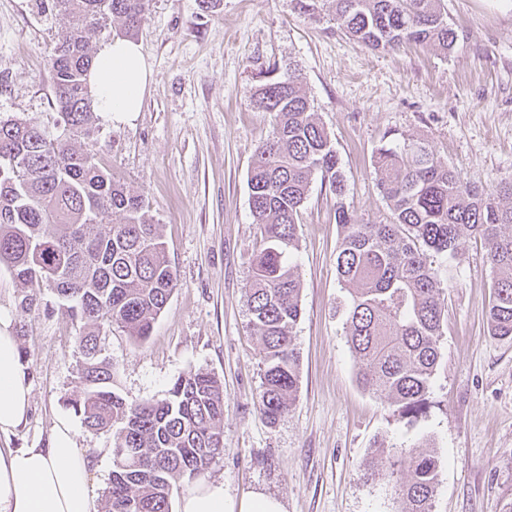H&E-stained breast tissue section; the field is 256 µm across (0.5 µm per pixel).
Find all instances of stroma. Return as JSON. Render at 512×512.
I'll list each match as a JSON object with an SVG mask.
<instances>
[{"label": "stroma", "instance_id": "35a3bbf8", "mask_svg": "<svg viewBox=\"0 0 512 512\" xmlns=\"http://www.w3.org/2000/svg\"><path fill=\"white\" fill-rule=\"evenodd\" d=\"M458 30L452 53L421 46L377 51L350 40L327 7L297 0H150L134 40L153 69L141 111L105 124L90 148L127 189L148 200L177 274L151 335L133 343L105 328L100 345L117 387L134 401L164 398L179 375L203 368L224 384V456L208 476L235 499L277 497L286 512H402L395 482L375 474L386 447L438 460L435 512H512V340L490 336L493 273L483 243L465 235L448 261L442 360L418 418L357 381L359 361L336 311V199L313 179L301 213V316L296 398L276 422L257 402L263 345L248 327L245 287L259 235L248 172L268 113L251 95L272 64H295L345 173L357 222H387L374 155L383 137L422 139L467 181L493 188L512 175V0H444ZM62 35L39 0H0V118L52 126L49 55ZM35 305L24 309V296ZM0 314L12 320L31 383L30 415L0 448L43 445L58 411L80 391V325L53 288L0 268ZM94 461L89 495L104 506L112 435L78 427Z\"/></svg>", "mask_w": 512, "mask_h": 512}]
</instances>
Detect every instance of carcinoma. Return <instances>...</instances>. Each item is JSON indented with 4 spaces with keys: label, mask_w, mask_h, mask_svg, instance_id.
<instances>
[{
    "label": "carcinoma",
    "mask_w": 512,
    "mask_h": 512,
    "mask_svg": "<svg viewBox=\"0 0 512 512\" xmlns=\"http://www.w3.org/2000/svg\"><path fill=\"white\" fill-rule=\"evenodd\" d=\"M338 28L373 50L415 43L450 53L458 33L443 0H328ZM149 0H51L63 36L50 55L57 111L54 133L35 121L0 119V266L23 284L52 287L82 332L80 397L69 402L90 431L112 430V447L136 448L113 458L104 512H171L182 483L204 476L224 455V387L198 369L173 381L165 398L135 402L115 389V367L100 335L118 324L144 342L176 280L149 202L112 180L94 154L100 119L87 76L91 35L118 21L134 35ZM252 93L272 117L248 175L249 207L260 234L247 287L249 325L264 350L259 409L276 421L299 384L293 329L301 281L293 262L297 228L312 177L336 197L341 229L336 273L348 293L342 307L360 383L415 417L427 404L442 358L445 292L441 270L468 232L486 248L493 279L490 334L512 340V175L495 189L463 180L421 140L393 139L375 155L389 222L356 224L343 204L346 179L327 129L315 118L300 70L277 66ZM118 213L117 224L105 220ZM399 482L405 512H432L438 461L399 448L382 471Z\"/></svg>",
    "instance_id": "carcinoma-1"
}]
</instances>
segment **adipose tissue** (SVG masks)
I'll use <instances>...</instances> for the list:
<instances>
[{
	"instance_id": "1",
	"label": "adipose tissue",
	"mask_w": 512,
	"mask_h": 512,
	"mask_svg": "<svg viewBox=\"0 0 512 512\" xmlns=\"http://www.w3.org/2000/svg\"><path fill=\"white\" fill-rule=\"evenodd\" d=\"M153 71L138 43L117 37L99 47L88 81L103 123L140 111ZM31 387L9 317L0 316V434L25 424ZM92 459L77 440L68 413H59L42 448H0V512H92L88 492ZM179 512H285L262 493L239 499L223 482L205 477L183 492Z\"/></svg>"
}]
</instances>
